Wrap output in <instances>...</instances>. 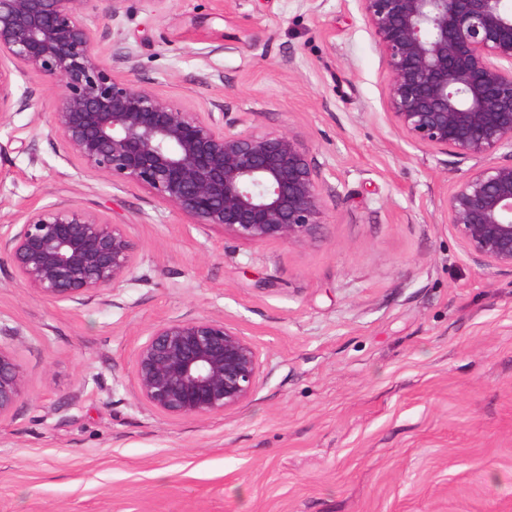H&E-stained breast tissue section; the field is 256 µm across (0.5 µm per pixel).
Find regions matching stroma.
Returning <instances> with one entry per match:
<instances>
[{
    "label": "stroma",
    "mask_w": 512,
    "mask_h": 512,
    "mask_svg": "<svg viewBox=\"0 0 512 512\" xmlns=\"http://www.w3.org/2000/svg\"><path fill=\"white\" fill-rule=\"evenodd\" d=\"M82 17L118 77L308 143L327 222L250 245L86 171L57 88L13 67L0 236L65 204L124 225L130 280L92 300L21 288L0 252V348L27 392L0 418V512H512V272L483 269L443 202L471 162L388 115L358 0H121ZM133 49L134 64L119 55ZM224 319L257 351L253 395L166 418L132 360L157 324Z\"/></svg>",
    "instance_id": "stroma-1"
}]
</instances>
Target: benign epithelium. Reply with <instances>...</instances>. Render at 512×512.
Returning <instances> with one entry per match:
<instances>
[{"instance_id": "obj_1", "label": "benign epithelium", "mask_w": 512, "mask_h": 512, "mask_svg": "<svg viewBox=\"0 0 512 512\" xmlns=\"http://www.w3.org/2000/svg\"><path fill=\"white\" fill-rule=\"evenodd\" d=\"M87 0H0V112L7 64L60 88L52 112L71 155L135 184L194 224L262 245H301L326 223L312 148L288 131L240 130L224 112L181 106L115 76L82 19ZM388 72L394 127L415 146L475 164L444 201L448 224L486 269L512 272V0H359ZM21 287L78 302L127 281L137 249L124 225L73 206L31 209L0 240ZM254 347L224 320L172 319L137 347L141 401L170 419L222 414L254 392ZM26 393L0 348V418Z\"/></svg>"}]
</instances>
